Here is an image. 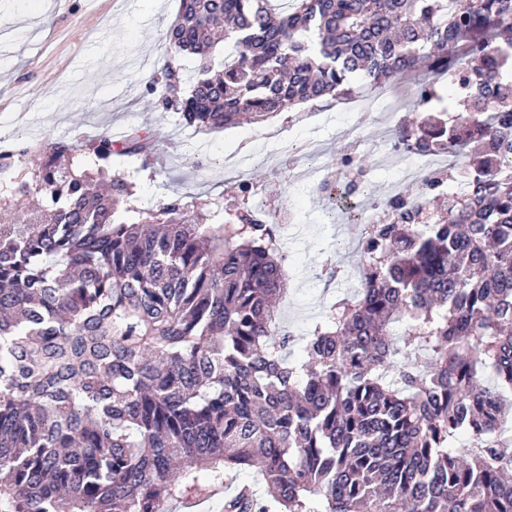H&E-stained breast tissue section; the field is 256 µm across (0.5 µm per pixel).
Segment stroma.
Instances as JSON below:
<instances>
[{
	"mask_svg": "<svg viewBox=\"0 0 512 512\" xmlns=\"http://www.w3.org/2000/svg\"><path fill=\"white\" fill-rule=\"evenodd\" d=\"M179 7L180 0H0V123L8 129L22 124L27 141L41 135L89 140L111 128L120 139L137 129L154 133L153 166L142 170L125 157L112 161L114 172L135 182L140 207L202 196L233 211L239 201L225 185L227 159L266 147L285 152L299 141L318 147L317 160L294 173L246 170L272 210L296 214L281 241L290 279L281 312L288 327L306 334L327 306L355 293L361 270V227L338 220L332 201L313 193L316 168L349 151L343 127L351 122L364 140L360 156L371 165L381 147L380 124L331 104L322 119L307 123L285 112L260 125L209 133L150 106L146 81L166 52L165 33ZM395 176L371 165L368 196H382ZM330 246L342 255V275L332 282L322 272Z\"/></svg>",
	"mask_w": 512,
	"mask_h": 512,
	"instance_id": "obj_1",
	"label": "stroma"
}]
</instances>
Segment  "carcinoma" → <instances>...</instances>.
Instances as JSON below:
<instances>
[{
  "instance_id": "1",
  "label": "carcinoma",
  "mask_w": 512,
  "mask_h": 512,
  "mask_svg": "<svg viewBox=\"0 0 512 512\" xmlns=\"http://www.w3.org/2000/svg\"><path fill=\"white\" fill-rule=\"evenodd\" d=\"M273 2L180 0L147 90L211 132L422 67L428 112L449 71L463 110L397 143L466 189L365 225L292 362L282 225L134 206L112 155L148 133L0 153V512H166L249 471L221 512H512V0Z\"/></svg>"
}]
</instances>
